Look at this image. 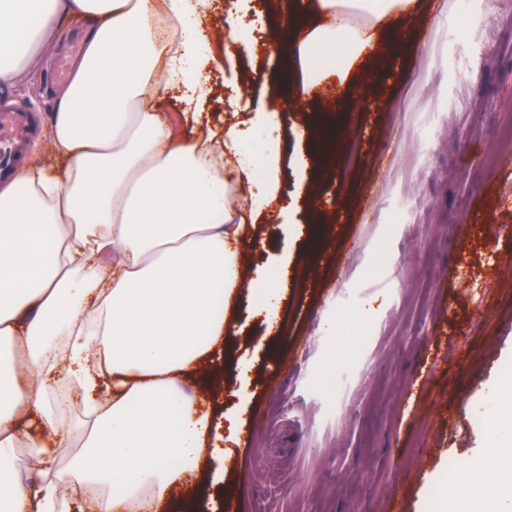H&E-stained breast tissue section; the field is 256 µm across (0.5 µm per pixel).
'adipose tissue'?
<instances>
[{"label": "adipose tissue", "mask_w": 512, "mask_h": 512, "mask_svg": "<svg viewBox=\"0 0 512 512\" xmlns=\"http://www.w3.org/2000/svg\"><path fill=\"white\" fill-rule=\"evenodd\" d=\"M209 0H0V91L42 66L56 34L78 14L89 23L84 52L50 116L53 149L66 170L30 153L0 184V512H72L75 489L89 512H171L174 492L205 471L224 476L222 427L185 393L219 386L205 363L223 356L241 296L267 330L280 328L288 262L245 272L254 227L237 223L234 189L250 188L253 212L281 207L282 112L258 109L225 121L219 144L189 139L163 107L187 61L223 38L224 68L248 49L238 26L226 35L198 24ZM318 23L293 30L269 55L300 56L291 96L344 83L381 28L417 0H307ZM350 19L337 26L339 16ZM262 144L260 166L248 158ZM77 395L90 417L81 451L62 462L70 430L51 401ZM35 415L20 431L21 415ZM27 450L33 478L13 461ZM468 475L494 487L478 512H512V457L486 455Z\"/></svg>", "instance_id": "1"}]
</instances>
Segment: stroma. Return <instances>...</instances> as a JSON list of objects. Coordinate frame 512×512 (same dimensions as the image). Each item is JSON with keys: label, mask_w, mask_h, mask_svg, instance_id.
Returning <instances> with one entry per match:
<instances>
[{"label": "stroma", "mask_w": 512, "mask_h": 512, "mask_svg": "<svg viewBox=\"0 0 512 512\" xmlns=\"http://www.w3.org/2000/svg\"><path fill=\"white\" fill-rule=\"evenodd\" d=\"M455 8L419 0L416 20L399 19L374 46L385 71L364 62L344 97L287 104L285 156L307 147L313 126L343 138L351 156L309 173L299 196L285 166L296 221L257 226L266 245L246 267L289 260L283 333L248 321L239 303L243 328L213 406L242 409L245 420L224 489L204 496L201 512H224L227 501L238 512H392L397 497L403 512H436L463 489L449 466L485 453L492 425L480 408L512 370V144L499 136L512 121V0H497L487 26L460 36L448 30ZM73 32L66 25L48 61L0 93L32 110L45 156L61 89L53 66ZM236 75L251 108L280 101L264 59L240 56ZM203 76L198 120L185 119L177 98L165 103L188 137L224 128V74ZM493 158L500 178L488 190ZM458 224L469 227L460 241ZM450 267L451 283L442 279ZM346 304L360 314V344L337 351L326 330L348 331Z\"/></svg>", "instance_id": "35a3bbf8"}]
</instances>
